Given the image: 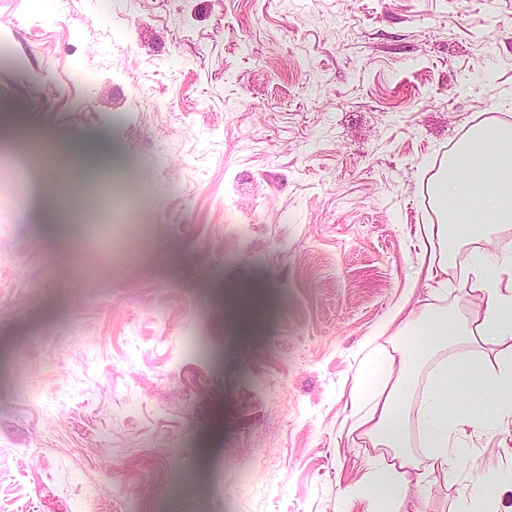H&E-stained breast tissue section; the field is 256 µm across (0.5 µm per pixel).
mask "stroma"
Segmentation results:
<instances>
[{
    "label": "stroma",
    "mask_w": 512,
    "mask_h": 512,
    "mask_svg": "<svg viewBox=\"0 0 512 512\" xmlns=\"http://www.w3.org/2000/svg\"><path fill=\"white\" fill-rule=\"evenodd\" d=\"M492 113L512 0H0V512H369L350 389ZM45 141L132 187L110 243ZM480 491L512 430L425 512Z\"/></svg>",
    "instance_id": "stroma-1"
}]
</instances>
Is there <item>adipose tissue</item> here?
I'll use <instances>...</instances> for the list:
<instances>
[{
  "mask_svg": "<svg viewBox=\"0 0 512 512\" xmlns=\"http://www.w3.org/2000/svg\"><path fill=\"white\" fill-rule=\"evenodd\" d=\"M494 169L492 186L477 184L474 161ZM454 175L433 186L438 202L452 207L448 222L422 225L426 245L418 255L433 294L449 278L464 283L478 309L429 304L406 314L392 334L391 352L369 348L356 374L353 403L359 416L353 430L377 450L366 467L371 484L386 488L387 512H422L409 493L426 471L448 467V449L466 428H512V354L489 357V350L512 341V255L488 251L499 226L512 224V122L489 117L449 161ZM474 245L486 258L466 265L457 246ZM422 397H415L419 377ZM423 456L413 453V446Z\"/></svg>",
  "mask_w": 512,
  "mask_h": 512,
  "instance_id": "adipose-tissue-1",
  "label": "adipose tissue"
}]
</instances>
